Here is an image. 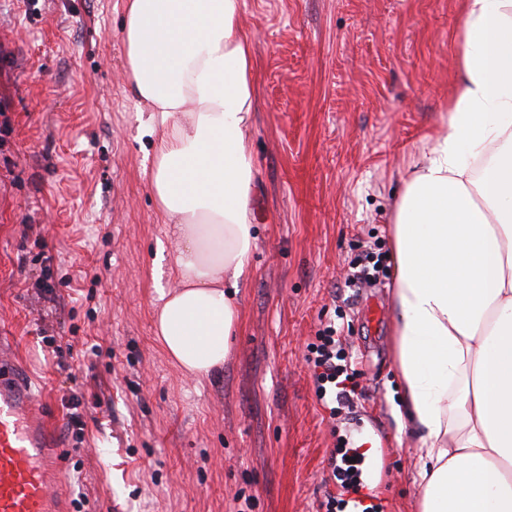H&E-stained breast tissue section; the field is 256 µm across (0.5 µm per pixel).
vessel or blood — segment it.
<instances>
[{"instance_id":"vessel-or-blood-1","label":"vessel or blood","mask_w":512,"mask_h":512,"mask_svg":"<svg viewBox=\"0 0 512 512\" xmlns=\"http://www.w3.org/2000/svg\"><path fill=\"white\" fill-rule=\"evenodd\" d=\"M23 364L0 352V512H68L65 469L48 412H36Z\"/></svg>"}]
</instances>
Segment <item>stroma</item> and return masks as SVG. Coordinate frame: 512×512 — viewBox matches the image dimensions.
Segmentation results:
<instances>
[{
    "instance_id": "obj_1",
    "label": "stroma",
    "mask_w": 512,
    "mask_h": 512,
    "mask_svg": "<svg viewBox=\"0 0 512 512\" xmlns=\"http://www.w3.org/2000/svg\"><path fill=\"white\" fill-rule=\"evenodd\" d=\"M252 32L256 242L222 369L155 339L149 113L124 0H0V339L63 445L80 512H318L339 441L376 446L381 512H418L393 361L390 224L456 94L462 0H241ZM378 281L345 279L365 251ZM335 325L363 394L330 416L307 346ZM79 414L82 425L70 424Z\"/></svg>"
}]
</instances>
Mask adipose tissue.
<instances>
[{
    "instance_id": "1",
    "label": "adipose tissue",
    "mask_w": 512,
    "mask_h": 512,
    "mask_svg": "<svg viewBox=\"0 0 512 512\" xmlns=\"http://www.w3.org/2000/svg\"><path fill=\"white\" fill-rule=\"evenodd\" d=\"M455 97L392 214L393 353L417 439L419 512H512V0H463ZM129 78L151 126V188L181 246L156 250L154 330L190 376L221 369L225 283L255 241L256 103L241 0H124Z\"/></svg>"
}]
</instances>
